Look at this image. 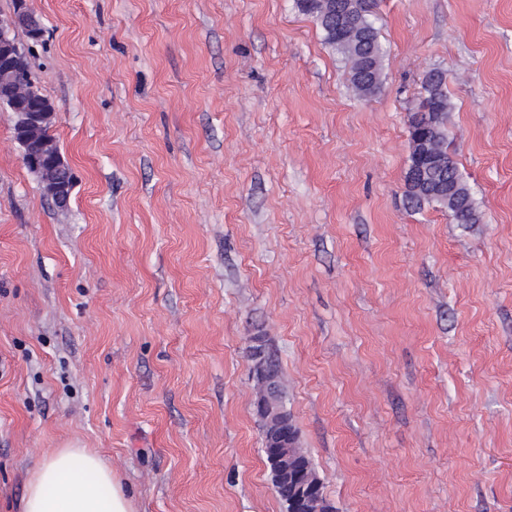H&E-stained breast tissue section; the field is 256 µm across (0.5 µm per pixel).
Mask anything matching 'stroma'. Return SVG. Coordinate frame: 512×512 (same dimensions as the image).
<instances>
[{"label": "stroma", "instance_id": "obj_1", "mask_svg": "<svg viewBox=\"0 0 512 512\" xmlns=\"http://www.w3.org/2000/svg\"><path fill=\"white\" fill-rule=\"evenodd\" d=\"M75 175L0 109V512L97 454L135 512H286L251 337L335 512H512V0H379L374 97L293 0H0ZM482 214L411 207L421 80ZM13 103L14 106L11 107L12 112L15 113L13 137L23 149L25 165L39 178L45 173L46 164L55 170L63 172L64 174L60 180L54 182L46 181V183L50 185V194L54 196L55 201L62 207L67 206L74 186L70 165L59 150L53 151L47 160L48 154L44 153V151L51 147L52 143L43 142L42 145H33V141L29 139L38 128L53 122L55 113L51 111L46 101L44 104L40 102L31 108L26 107L25 104L19 105L18 99H13ZM38 139L52 140L58 144L54 135L51 134V128L49 127L40 129Z\"/></svg>", "mask_w": 512, "mask_h": 512}]
</instances>
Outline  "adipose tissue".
<instances>
[{"instance_id": "ef3b65f1", "label": "adipose tissue", "mask_w": 512, "mask_h": 512, "mask_svg": "<svg viewBox=\"0 0 512 512\" xmlns=\"http://www.w3.org/2000/svg\"><path fill=\"white\" fill-rule=\"evenodd\" d=\"M111 487L103 496L102 487ZM22 512H133V504L111 468L82 448H63L32 472Z\"/></svg>"}]
</instances>
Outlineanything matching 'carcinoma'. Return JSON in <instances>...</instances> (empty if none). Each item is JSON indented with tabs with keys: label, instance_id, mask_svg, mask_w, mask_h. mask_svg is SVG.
Instances as JSON below:
<instances>
[{
	"label": "carcinoma",
	"instance_id": "1",
	"mask_svg": "<svg viewBox=\"0 0 512 512\" xmlns=\"http://www.w3.org/2000/svg\"><path fill=\"white\" fill-rule=\"evenodd\" d=\"M298 11L321 28L325 43L345 65L348 87L359 98L377 95L383 85L385 50L376 27L377 4L366 0H295ZM18 85L28 87L32 99L45 96L31 79L27 61L19 63ZM448 76L440 68L431 69L421 82L420 96L412 117L409 139H418L416 151L427 149L424 174L415 172L414 156H409L406 173L407 194L417 206L432 204L448 209L457 224H478L480 212L457 163L448 152Z\"/></svg>",
	"mask_w": 512,
	"mask_h": 512
}]
</instances>
